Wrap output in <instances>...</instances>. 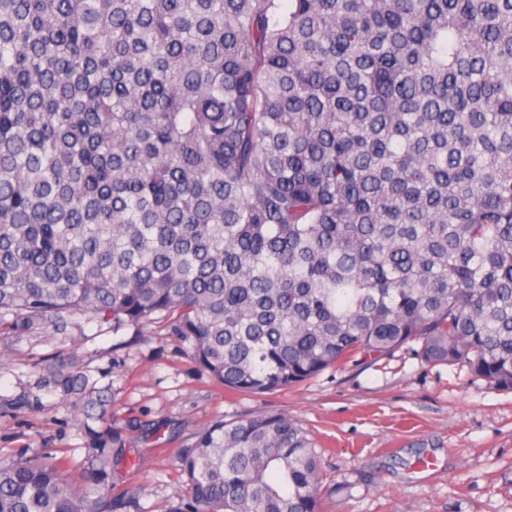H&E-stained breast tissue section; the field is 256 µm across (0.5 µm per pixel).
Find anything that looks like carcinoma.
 <instances>
[{"label": "carcinoma", "mask_w": 512, "mask_h": 512, "mask_svg": "<svg viewBox=\"0 0 512 512\" xmlns=\"http://www.w3.org/2000/svg\"><path fill=\"white\" fill-rule=\"evenodd\" d=\"M168 324L263 395L415 343L512 392V0H0V331ZM83 463L0 461V512H119ZM169 512H323L316 439L214 420Z\"/></svg>", "instance_id": "obj_1"}]
</instances>
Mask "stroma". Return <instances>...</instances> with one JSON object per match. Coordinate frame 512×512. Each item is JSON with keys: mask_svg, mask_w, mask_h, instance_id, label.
Wrapping results in <instances>:
<instances>
[{"mask_svg": "<svg viewBox=\"0 0 512 512\" xmlns=\"http://www.w3.org/2000/svg\"><path fill=\"white\" fill-rule=\"evenodd\" d=\"M64 364L112 388V417L130 429L135 465L108 481L129 512H167L179 455L216 416L261 413L288 415L322 446L333 479L327 512H512V393L458 365L429 366L409 345L294 388L231 395L160 323L0 335V460L82 461L83 436L59 395L15 405L33 387V366L47 374Z\"/></svg>", "mask_w": 512, "mask_h": 512, "instance_id": "obj_1", "label": "stroma"}]
</instances>
